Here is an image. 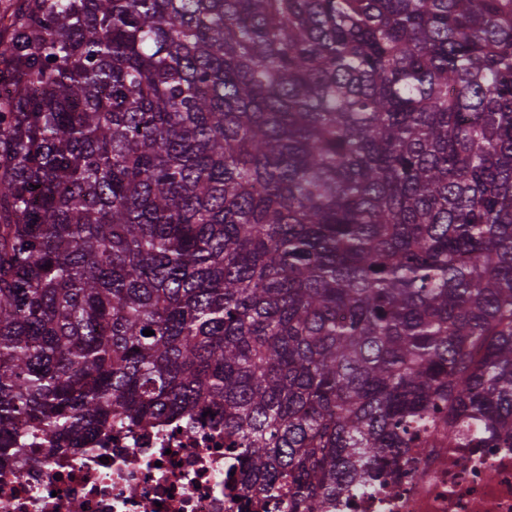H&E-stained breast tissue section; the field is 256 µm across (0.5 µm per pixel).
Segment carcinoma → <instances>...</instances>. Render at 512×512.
<instances>
[{"label":"carcinoma","instance_id":"cac0c4a2","mask_svg":"<svg viewBox=\"0 0 512 512\" xmlns=\"http://www.w3.org/2000/svg\"><path fill=\"white\" fill-rule=\"evenodd\" d=\"M3 12L0 465L205 413L322 512L512 443V0Z\"/></svg>","mask_w":512,"mask_h":512}]
</instances>
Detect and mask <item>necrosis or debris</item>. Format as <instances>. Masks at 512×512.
Listing matches in <instances>:
<instances>
[{
	"label": "necrosis or debris",
	"mask_w": 512,
	"mask_h": 512,
	"mask_svg": "<svg viewBox=\"0 0 512 512\" xmlns=\"http://www.w3.org/2000/svg\"><path fill=\"white\" fill-rule=\"evenodd\" d=\"M411 451L377 482H353L323 512H512V447L449 443ZM224 429L160 422L113 425L88 453L0 466V512H288L284 501L243 500Z\"/></svg>",
	"instance_id": "obj_1"
}]
</instances>
